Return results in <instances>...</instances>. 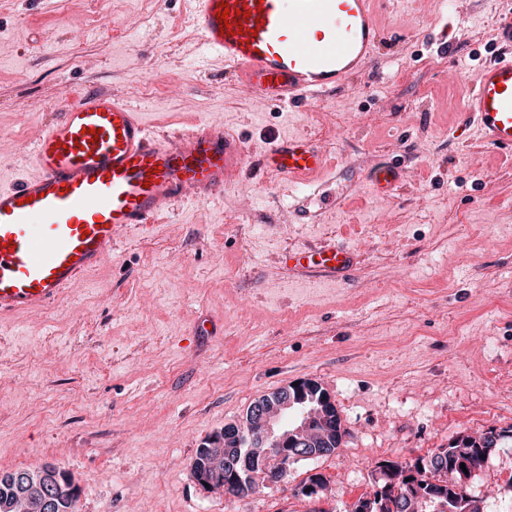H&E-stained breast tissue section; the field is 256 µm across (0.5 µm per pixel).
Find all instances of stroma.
Wrapping results in <instances>:
<instances>
[{"mask_svg": "<svg viewBox=\"0 0 512 512\" xmlns=\"http://www.w3.org/2000/svg\"><path fill=\"white\" fill-rule=\"evenodd\" d=\"M376 8L388 42L353 88L294 110L204 55L189 0H0V185L83 87L172 132L191 117L235 129L253 154L308 135L329 163L305 195L252 176L173 207L79 294L1 318V472L55 464L80 489L78 512H224L225 494L193 475L198 448L258 396L312 378L340 415L339 450L237 506L352 512L381 464L512 427V158L476 132L452 136L512 0ZM385 157L402 158L403 189L366 192ZM298 205L316 222L298 223ZM333 238L358 255L352 282L280 277L288 250ZM314 475L326 487L309 497ZM464 490L512 512V446Z\"/></svg>", "mask_w": 512, "mask_h": 512, "instance_id": "obj_1", "label": "stroma"}]
</instances>
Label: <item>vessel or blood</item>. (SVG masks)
Listing matches in <instances>:
<instances>
[{
	"mask_svg": "<svg viewBox=\"0 0 512 512\" xmlns=\"http://www.w3.org/2000/svg\"><path fill=\"white\" fill-rule=\"evenodd\" d=\"M194 2L205 49L257 98L290 108L348 88L386 42L375 0ZM236 24L241 33H231ZM497 43L495 58L473 76L466 118L485 146L512 153V11L497 19ZM23 154L30 175L0 186V317L79 291L133 231L178 202H210L242 182L247 168L308 190L327 166L303 135L277 138L252 157L236 132L199 121L171 134L151 127L129 101L88 89ZM402 175V165L386 161L367 183L396 194ZM355 264L354 252L333 239L283 259L289 278L328 282L350 279Z\"/></svg>",
	"mask_w": 512,
	"mask_h": 512,
	"instance_id": "b4317fda",
	"label": "vessel or blood"
}]
</instances>
